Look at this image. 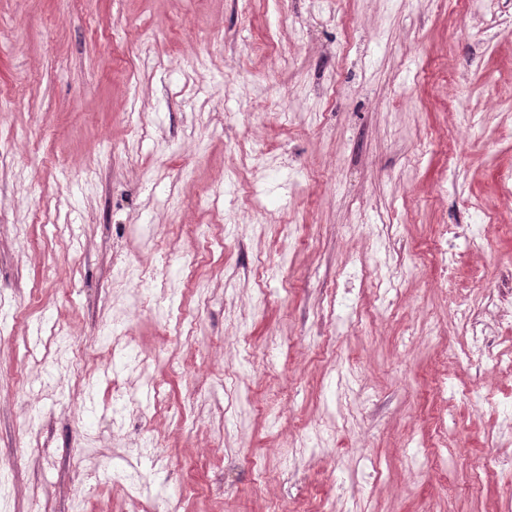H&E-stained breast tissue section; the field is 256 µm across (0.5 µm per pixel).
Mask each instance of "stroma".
<instances>
[{"label":"stroma","instance_id":"1","mask_svg":"<svg viewBox=\"0 0 512 512\" xmlns=\"http://www.w3.org/2000/svg\"><path fill=\"white\" fill-rule=\"evenodd\" d=\"M510 173L512 0H0V512H512ZM471 224H441L439 225V256H440V273L446 284L451 281L448 274L454 270L456 262V252L454 248H448V241L453 242L461 237H468L471 231Z\"/></svg>","mask_w":512,"mask_h":512}]
</instances>
